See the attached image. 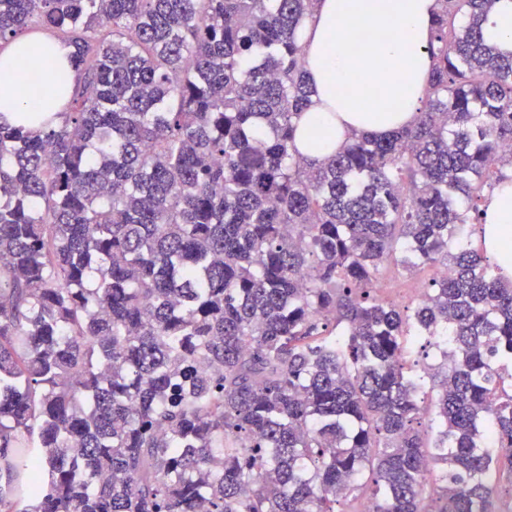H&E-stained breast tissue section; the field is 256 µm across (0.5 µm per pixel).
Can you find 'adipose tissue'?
<instances>
[{"label":"adipose tissue","mask_w":512,"mask_h":512,"mask_svg":"<svg viewBox=\"0 0 512 512\" xmlns=\"http://www.w3.org/2000/svg\"><path fill=\"white\" fill-rule=\"evenodd\" d=\"M440 0H319L303 38L312 90L297 120L306 143L325 119H332L330 147L311 149L325 158L354 136H377L412 125L425 98L432 67L428 51ZM70 49L52 42L49 53L28 51L25 68L0 80V116L8 123L28 111L23 84L31 75L46 87L74 84ZM489 255L512 276V181L497 187L486 203L480 231Z\"/></svg>","instance_id":"ef3b65f1"}]
</instances>
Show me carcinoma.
Wrapping results in <instances>:
<instances>
[{
    "instance_id": "carcinoma-1",
    "label": "carcinoma",
    "mask_w": 512,
    "mask_h": 512,
    "mask_svg": "<svg viewBox=\"0 0 512 512\" xmlns=\"http://www.w3.org/2000/svg\"><path fill=\"white\" fill-rule=\"evenodd\" d=\"M316 2L0 0V52L40 28L81 76L0 121V512L512 508V278L469 245L512 167L494 0H441L414 124L321 161ZM387 262L448 275L402 305Z\"/></svg>"
}]
</instances>
